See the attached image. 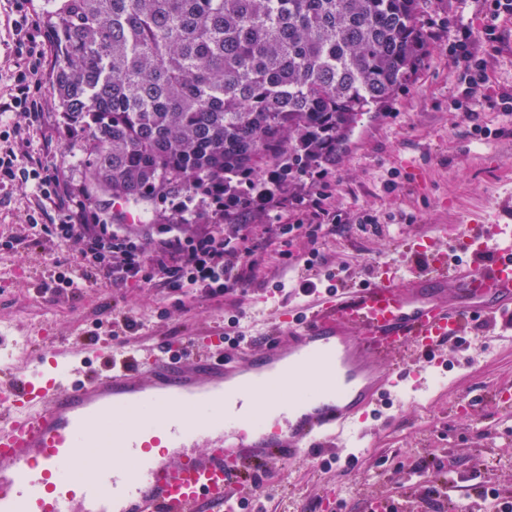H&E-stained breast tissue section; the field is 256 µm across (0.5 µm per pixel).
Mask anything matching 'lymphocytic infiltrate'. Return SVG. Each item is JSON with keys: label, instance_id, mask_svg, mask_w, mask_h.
I'll list each match as a JSON object with an SVG mask.
<instances>
[{"label": "lymphocytic infiltrate", "instance_id": "obj_1", "mask_svg": "<svg viewBox=\"0 0 512 512\" xmlns=\"http://www.w3.org/2000/svg\"><path fill=\"white\" fill-rule=\"evenodd\" d=\"M32 15L30 0H15L14 12L5 24L16 37L14 53L20 62L9 83L0 86V112L15 113L14 132L21 121L40 112L45 100L38 94L41 74L51 55L48 43L32 40L28 28ZM512 15V0H489V19L481 32L469 26L456 28L452 52L468 73L466 97L489 88V59L474 52L476 41L494 47L500 40L496 21ZM35 182L42 200L64 201L68 188L50 176L44 166L24 167L14 147L0 151V181ZM43 210L27 214L30 242L38 248L68 243L79 244V265L56 261L48 275L53 287L72 291L104 277L115 285L157 283L186 291L194 299L223 295L225 288L247 281L241 263L242 245L249 232L258 230L267 238H283L293 232L290 224H166L151 232L136 224H106L91 204L73 203L60 224L43 223Z\"/></svg>", "mask_w": 512, "mask_h": 512}]
</instances>
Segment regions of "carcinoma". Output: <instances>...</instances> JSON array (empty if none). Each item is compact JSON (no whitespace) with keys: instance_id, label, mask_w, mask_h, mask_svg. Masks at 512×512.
I'll return each instance as SVG.
<instances>
[{"instance_id":"carcinoma-1","label":"carcinoma","mask_w":512,"mask_h":512,"mask_svg":"<svg viewBox=\"0 0 512 512\" xmlns=\"http://www.w3.org/2000/svg\"><path fill=\"white\" fill-rule=\"evenodd\" d=\"M50 86L84 129L83 190L104 208L205 189L258 202L311 175L427 54L431 0H48Z\"/></svg>"}]
</instances>
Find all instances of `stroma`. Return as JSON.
Returning <instances> with one entry per match:
<instances>
[{"label": "stroma", "mask_w": 512, "mask_h": 512, "mask_svg": "<svg viewBox=\"0 0 512 512\" xmlns=\"http://www.w3.org/2000/svg\"><path fill=\"white\" fill-rule=\"evenodd\" d=\"M486 0H432L422 19L427 54L407 86L378 111L368 113L327 167L336 221L317 244L306 230L288 241H250L245 262L256 272L226 295L203 301L155 285L116 287L107 281L53 295L44 283L52 261L75 263L78 247L39 250L22 240L24 216L39 201L33 185L0 188V369L22 365L16 350L37 351L45 339L86 355L97 366L91 336L120 345L124 318L142 323V338L178 342L216 325L245 335L264 333L279 308L302 310L303 279L325 290L337 281L368 279L390 262L417 266L408 245L446 227L462 241L470 220L512 231V112L496 97L475 96L476 120L453 109L465 88L450 45L457 22L481 30ZM502 40L490 57L489 76L512 88V16L497 21ZM501 129L484 139L473 123ZM63 120L51 102L25 137L26 153L44 158L73 188L82 182V142L62 136ZM375 227H362L365 216ZM319 255L307 277L296 269L311 250ZM445 369L388 374L401 399L396 419L383 425L361 420L360 435L332 442L322 454L274 464L264 484L238 485L245 512H369L373 498H405L406 512H495L473 489L488 484L512 492V320L471 321L462 337L441 352Z\"/></svg>", "instance_id": "stroma-1"}]
</instances>
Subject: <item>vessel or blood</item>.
Segmentation results:
<instances>
[{
  "label": "vessel or blood",
  "mask_w": 512,
  "mask_h": 512,
  "mask_svg": "<svg viewBox=\"0 0 512 512\" xmlns=\"http://www.w3.org/2000/svg\"><path fill=\"white\" fill-rule=\"evenodd\" d=\"M468 231L471 260L428 237L420 266L380 265L280 314L292 341L266 338L260 354L189 336L175 353L106 348L90 369L40 349L0 382V512H237L228 488L245 470L325 451L389 397L386 371L437 366L467 321L512 316V233ZM291 383L303 397L274 401L282 422L243 410Z\"/></svg>",
  "instance_id": "1"
}]
</instances>
